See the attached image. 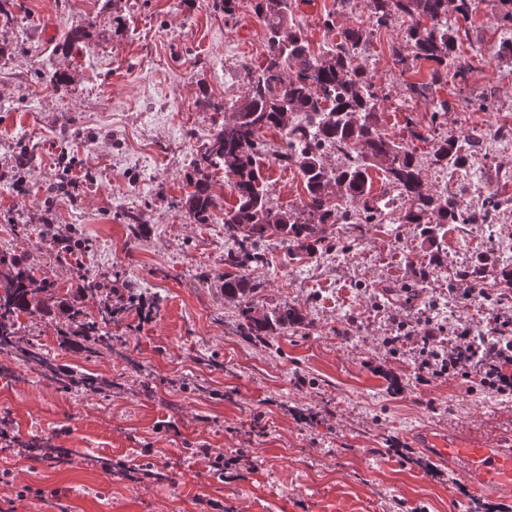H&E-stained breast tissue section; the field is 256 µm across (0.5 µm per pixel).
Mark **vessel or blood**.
I'll return each mask as SVG.
<instances>
[{"label": "vessel or blood", "instance_id": "vessel-or-blood-1", "mask_svg": "<svg viewBox=\"0 0 512 512\" xmlns=\"http://www.w3.org/2000/svg\"><path fill=\"white\" fill-rule=\"evenodd\" d=\"M434 459H447L473 493L488 497L512 492V451L502 448L493 437L468 429L453 436L429 430L420 437Z\"/></svg>", "mask_w": 512, "mask_h": 512}]
</instances>
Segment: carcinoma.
<instances>
[{
    "label": "carcinoma",
    "instance_id": "carcinoma-1",
    "mask_svg": "<svg viewBox=\"0 0 512 512\" xmlns=\"http://www.w3.org/2000/svg\"><path fill=\"white\" fill-rule=\"evenodd\" d=\"M475 0H371L376 26H387L401 16L424 18L429 26L409 27L393 54L404 61L435 63L427 83H408L411 95L424 96L448 84V79L465 81L472 65L457 59V38ZM253 14L265 30V53L258 66L244 65L245 94L229 119L196 151L191 165L198 175L195 190L185 200L189 214L206 223L223 212L224 233L233 247L224 258V295L242 298L257 284L249 277L255 265L266 263L264 246L273 240L286 249L292 260L312 257L318 247L334 242L327 227L349 218L343 202L356 204L351 231L364 233L369 224L381 223L383 199L372 194L369 170L383 174L385 185L406 200L403 223L420 227V234L433 243L436 232L446 224H469L465 214L477 207L493 218L502 204L491 193L471 204L459 190L448 184L432 190L423 177L415 150L407 143L385 136L380 129V95L367 73L355 63L357 50L369 43L370 31L361 27H340L325 20L331 39L319 52L310 48L303 27L296 22L289 0H253ZM40 78L55 93L69 90L64 74L43 69ZM410 137L434 140L432 162L444 169L464 168L479 138L465 140L463 148L454 136H440L405 116ZM277 130L283 135L274 162L294 166L304 180L305 196L293 209L275 210L268 205L260 152L267 148L262 132ZM330 151L348 158L349 164L336 169L324 165ZM222 171L230 181L236 204L226 210L209 181L210 173ZM33 267L24 256L0 258V353L16 349V323L21 313L33 314L41 302L35 293L45 289L36 283ZM107 274L84 273L66 308L75 323L69 341L93 358L103 348L112 349V306L102 304L98 315L86 312L83 299L103 287ZM455 281L475 290L488 287L485 268L464 266L455 271ZM301 321L291 307L283 306L272 315L257 318L242 310L240 327L260 343L278 329ZM19 364L38 376L57 380L60 371L39 348L16 354Z\"/></svg>",
    "mask_w": 512,
    "mask_h": 512
}]
</instances>
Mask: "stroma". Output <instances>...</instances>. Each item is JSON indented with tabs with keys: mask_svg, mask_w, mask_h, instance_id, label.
<instances>
[{
	"mask_svg": "<svg viewBox=\"0 0 512 512\" xmlns=\"http://www.w3.org/2000/svg\"><path fill=\"white\" fill-rule=\"evenodd\" d=\"M295 18L311 48L322 25L373 23L369 0H295ZM14 21L0 23V256L25 255L41 311L20 314L16 341L36 345L61 380L15 376L0 354V512L16 490L60 489L26 500L17 512H199V499L224 512H512V497H478L447 463L417 448L421 429L467 427L512 445V398L448 376L422 386L414 368L427 329L439 345L458 328L488 330L484 302L449 288L448 272L491 259L498 277L512 258V211L502 210L495 237L471 226L467 238L440 231L424 241L413 224L387 222L341 250L310 260L265 249L253 269L263 288L243 298L224 294L223 224L198 223L184 201L194 189L190 161L244 96L242 64H259L264 31L251 0L225 16L213 0H7ZM499 0H476L460 32L473 64L467 81H449L428 97L405 85L425 82L429 62L393 53L410 18L377 29L357 64L380 87L381 127L406 138L404 118L428 119L448 103L445 135L479 130L470 164L448 172L431 161L432 145L414 142L433 188L455 182L467 200L489 186L512 200V58L500 46L512 26ZM81 30L77 43L68 34ZM64 73L71 91L48 92L44 67ZM66 129L69 171L57 148ZM68 173L71 194L46 200L45 189ZM273 207L296 208L303 179L296 168L264 169ZM85 245L66 248L74 232ZM433 267L421 302L396 303L388 288ZM106 272L115 321L112 348L89 359L64 341L71 322L65 298L78 273ZM293 307L300 325L255 342L238 328L240 310L260 317ZM112 382L113 391L69 387V375ZM200 442L224 454V471L190 458ZM410 449L409 461L397 457ZM111 470H104V462Z\"/></svg>",
	"mask_w": 512,
	"mask_h": 512,
	"instance_id": "stroma-1",
	"label": "stroma"
}]
</instances>
